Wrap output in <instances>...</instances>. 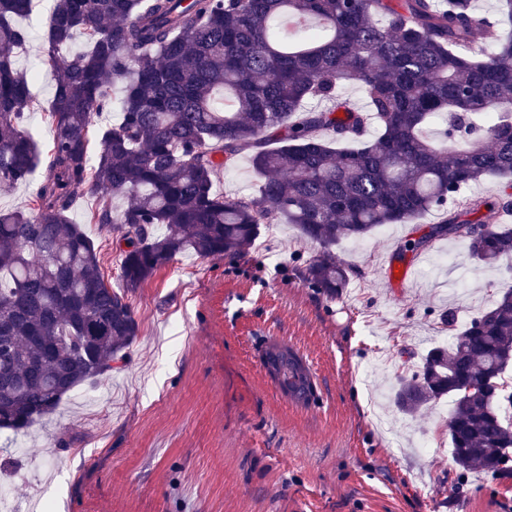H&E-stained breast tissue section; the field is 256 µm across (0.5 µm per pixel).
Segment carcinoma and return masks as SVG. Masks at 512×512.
Segmentation results:
<instances>
[{"label": "carcinoma", "instance_id": "cac0c4a2", "mask_svg": "<svg viewBox=\"0 0 512 512\" xmlns=\"http://www.w3.org/2000/svg\"><path fill=\"white\" fill-rule=\"evenodd\" d=\"M32 2L0 0V186L27 181L40 163L26 127L34 75L15 64L29 38L16 20ZM504 22L512 0L490 16L474 0H55L45 41L66 60L46 113L51 148L27 208L0 210V429L27 430L124 360L138 336L99 247L70 220L80 192L96 199L92 223L121 231L126 289L184 253L239 255L263 225L290 224L321 247L304 284L333 299L348 285L333 246L434 209L439 232L404 248L448 238L486 266L511 257L512 228H485L472 218L485 202L460 197L506 177L502 208L512 210V35L472 54ZM114 80L119 121L97 127ZM347 82L362 88L365 108L338 98ZM440 113L448 125L427 135ZM370 115L379 134L367 140ZM246 150L257 195L218 193L217 174ZM441 320L451 344L429 349L391 400L413 416L452 398L455 465L511 478L512 427L494 394L466 385L497 384L512 368V289L462 327L448 311ZM264 363L290 399L314 398L310 370L288 346L270 345Z\"/></svg>", "mask_w": 512, "mask_h": 512}]
</instances>
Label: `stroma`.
<instances>
[{"mask_svg": "<svg viewBox=\"0 0 512 512\" xmlns=\"http://www.w3.org/2000/svg\"><path fill=\"white\" fill-rule=\"evenodd\" d=\"M52 6L33 0L31 39L16 53L19 68L38 74L27 127L44 152V110L64 64L42 39ZM215 187L256 195L249 153ZM91 203L79 196L70 217L122 287L120 234L89 223ZM440 220L431 212L339 243L349 283L333 299L303 282L319 245L284 224L264 226L243 255L177 256L127 294L139 333L122 369L74 388L30 433L0 432V486L53 512H512V479L459 477L450 398L413 417L390 400L400 374L448 345L443 311L465 325L512 283L454 241L403 250ZM388 259L407 265L408 286L389 284ZM273 342L308 364L310 405L289 400L268 374ZM425 436L441 444L422 454Z\"/></svg>", "mask_w": 512, "mask_h": 512, "instance_id": "35a3bbf8", "label": "stroma"}]
</instances>
